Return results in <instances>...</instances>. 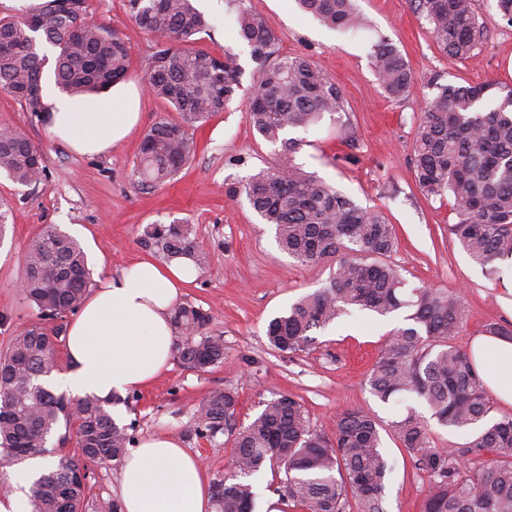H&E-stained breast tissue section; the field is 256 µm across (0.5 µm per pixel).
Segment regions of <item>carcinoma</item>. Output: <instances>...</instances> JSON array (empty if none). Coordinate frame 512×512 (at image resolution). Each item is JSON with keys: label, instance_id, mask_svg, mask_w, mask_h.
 Listing matches in <instances>:
<instances>
[{"label": "carcinoma", "instance_id": "obj_1", "mask_svg": "<svg viewBox=\"0 0 512 512\" xmlns=\"http://www.w3.org/2000/svg\"><path fill=\"white\" fill-rule=\"evenodd\" d=\"M324 26L356 32L364 25L355 0H298ZM447 54L476 57L483 38L474 0H411ZM134 23L161 38L148 59L145 77L152 97L168 102L181 120L161 119L143 137L136 174L144 187L176 177L196 152L189 127L228 108L242 88L237 55L217 58L183 43L208 31L209 20L194 0H127ZM86 0H39L19 15L0 18V91L10 94L41 123L48 121L42 46L55 50L54 84L69 96L98 95L125 77L131 50L116 31L85 22ZM234 27L259 65L247 118L264 141L279 148V163L226 187L245 195L263 223L275 228L280 249L301 263L337 259L327 284L305 294L266 328L270 345L282 354L303 352L324 329L351 309L386 316L401 308L410 326L384 340L366 374L373 396L387 403L409 399L430 412L441 427L468 431L466 449L438 448L428 420L413 406L392 421V431L415 465L430 478L423 512H512V414L489 418L492 405L470 353L455 343L465 310L458 295L429 286L406 289L400 268L388 261L398 246L394 226L379 210L362 207L292 158L304 143L288 136L326 114L342 111V96L309 59L274 57L275 39L264 18L238 8ZM375 75L392 98L412 83L407 61L390 43L373 45ZM415 135L412 163L421 191L454 199L457 222L449 232L488 277H501L500 263L512 261V85L495 81L459 86L430 80ZM44 171L38 148L23 133L0 128V172L32 186ZM188 224H150L145 236L172 260L188 257L194 268L206 257ZM27 298L42 317L55 320L82 304L91 285L87 257L79 243L46 226L32 243L25 264ZM173 322L183 340V364L205 369L224 361V341L202 333L210 315L181 306ZM56 343L34 327L16 336L0 359V448L30 458L44 455L48 437L65 427L62 441L75 435L78 457L61 456L30 488L34 512H82L88 485L72 480L81 463L120 459L130 437L112 418V400L73 398L39 383L52 372L47 356ZM237 392L212 391L204 401L196 435L210 441L232 438V473L216 483L215 512H254L253 476L266 465L285 474L281 496L303 512H345L354 497L361 512H383L391 467L381 450L380 424L368 411L353 409L336 420L330 438L311 426L302 405L286 394L262 403L249 423L236 424ZM489 451L483 466L464 471L459 458Z\"/></svg>", "mask_w": 512, "mask_h": 512}]
</instances>
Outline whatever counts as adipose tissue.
I'll list each match as a JSON object with an SVG mask.
<instances>
[{"label":"adipose tissue","mask_w":512,"mask_h":512,"mask_svg":"<svg viewBox=\"0 0 512 512\" xmlns=\"http://www.w3.org/2000/svg\"><path fill=\"white\" fill-rule=\"evenodd\" d=\"M103 99V108L92 109L80 99L49 92L47 135L81 154L106 152L136 124L139 95L133 89L112 90ZM192 272L185 258L167 264L140 259L106 277L67 326L69 366L53 374L54 386L79 397L105 398L151 385L169 366L172 308ZM470 355L485 388L511 407L512 341L479 336ZM119 486L124 512H210L198 459L168 437L138 442L122 462Z\"/></svg>","instance_id":"obj_1"}]
</instances>
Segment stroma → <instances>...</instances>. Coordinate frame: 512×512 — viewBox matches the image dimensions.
Wrapping results in <instances>:
<instances>
[{
	"label": "stroma",
	"mask_w": 512,
	"mask_h": 512,
	"mask_svg": "<svg viewBox=\"0 0 512 512\" xmlns=\"http://www.w3.org/2000/svg\"><path fill=\"white\" fill-rule=\"evenodd\" d=\"M241 4L265 17L278 55L308 58L341 92L342 112L296 130L305 145L294 155V164L358 205L384 213L399 240L391 260L410 285L461 297L466 318L457 345L469 347L492 325L512 330V309L502 301L512 279L490 280L469 258L448 232L457 220L453 198L424 195L412 165L430 78L456 85L512 84V25L497 14L493 0H475L484 36L477 57L470 60L439 50L410 0H356L368 25L355 35L325 27L302 13L296 0H195L211 27L192 42V49L237 54L244 71L242 89L226 110L193 128L197 151L189 164L173 181L152 189L140 186L132 174L141 142L153 123L176 116L166 101L142 92L156 40L131 20L125 0H87L89 22L117 31L131 48L125 82L142 92L139 120L109 152L79 155L50 139L31 113L0 92V126L24 132L44 159L39 185L23 186L0 175V211L6 216L0 231V355L25 330L68 325L64 318H41L17 287L30 245L45 225H57L77 240L98 278L119 274L143 256L163 261L144 230L157 222L181 221L191 225L208 264L195 271L179 302L210 313L206 332L223 339L224 361L198 370L172 358L170 370L150 387L125 395L122 422L131 426L132 439L175 438L197 457L212 485L229 472L233 460L230 437L210 442L194 433L199 409L212 391L237 389L236 417L243 424L255 417L263 400L288 393L308 411L313 428L328 435L342 412L362 408L379 419L382 451L391 466L384 512H421L428 478L390 429L403 408L381 403L365 384L385 338L406 326L407 309L384 317L351 311L318 331L316 342L298 354L283 355L268 344V322L300 296L323 287L336 263H298L279 250L273 226L262 223L246 196L225 193L227 184L277 162L276 146L262 140L246 117L259 71L249 47L234 35ZM382 39L399 50L413 72L408 92L398 98L385 93L371 64L372 46Z\"/></svg>",
	"instance_id": "35a3bbf8"
}]
</instances>
